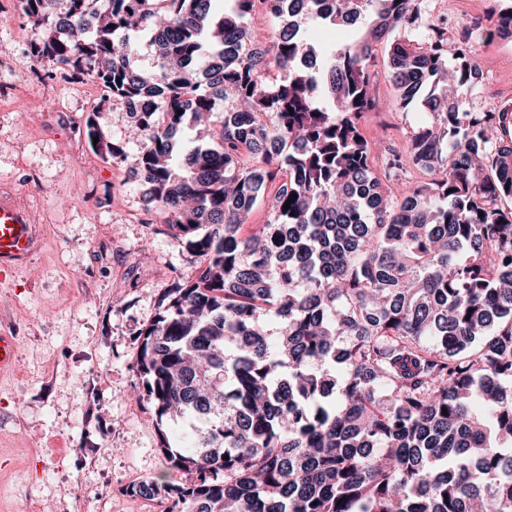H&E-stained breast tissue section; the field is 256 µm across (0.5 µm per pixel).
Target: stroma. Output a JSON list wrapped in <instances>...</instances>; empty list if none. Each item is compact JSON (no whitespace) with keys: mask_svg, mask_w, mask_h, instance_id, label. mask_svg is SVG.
I'll return each instance as SVG.
<instances>
[{"mask_svg":"<svg viewBox=\"0 0 512 512\" xmlns=\"http://www.w3.org/2000/svg\"><path fill=\"white\" fill-rule=\"evenodd\" d=\"M486 0H420L424 18L462 20ZM21 0H0V191L36 224L37 250L0 279V329L18 337L14 369L0 372V512H166L163 497L131 488L165 483L156 415L138 397L141 332L161 294L192 277L195 256L155 225L156 206L125 160L72 148L69 123L87 120L98 92L74 73L36 63ZM470 102L512 99V42L482 51ZM378 106L367 134L401 147L424 113L394 104L386 56L374 65Z\"/></svg>","mask_w":512,"mask_h":512,"instance_id":"obj_1","label":"stroma"}]
</instances>
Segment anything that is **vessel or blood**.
Returning a JSON list of instances; mask_svg holds the SVG:
<instances>
[{"mask_svg":"<svg viewBox=\"0 0 512 512\" xmlns=\"http://www.w3.org/2000/svg\"><path fill=\"white\" fill-rule=\"evenodd\" d=\"M35 226L28 210L18 206L12 193H0V274L26 263L34 250ZM17 338L0 329V371L13 368Z\"/></svg>","mask_w":512,"mask_h":512,"instance_id":"obj_1","label":"vessel or blood"}]
</instances>
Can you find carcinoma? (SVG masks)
Returning a JSON list of instances; mask_svg holds the SVG:
<instances>
[{
  "instance_id": "carcinoma-1",
  "label": "carcinoma",
  "mask_w": 512,
  "mask_h": 512,
  "mask_svg": "<svg viewBox=\"0 0 512 512\" xmlns=\"http://www.w3.org/2000/svg\"><path fill=\"white\" fill-rule=\"evenodd\" d=\"M23 11L42 30L35 61L147 103L129 117L138 170L198 260L162 294L135 365L169 468L194 479L131 492L165 494L166 512H512V109L470 106L477 40H512V0L452 56L439 24L423 43L399 34L423 24L418 0ZM258 11L280 22L270 49L244 22ZM336 27L360 37L319 38ZM381 49L396 106L428 120L379 172L363 120ZM86 128L93 150L126 157L102 113ZM410 171L426 180L406 191ZM260 203L267 220L245 236ZM184 419L202 425L173 446L163 428Z\"/></svg>"
}]
</instances>
